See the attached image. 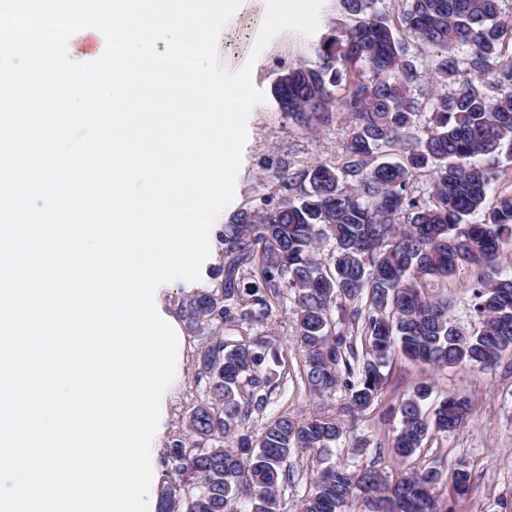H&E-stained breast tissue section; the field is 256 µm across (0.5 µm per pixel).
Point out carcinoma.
Here are the masks:
<instances>
[{"instance_id":"obj_1","label":"carcinoma","mask_w":512,"mask_h":512,"mask_svg":"<svg viewBox=\"0 0 512 512\" xmlns=\"http://www.w3.org/2000/svg\"><path fill=\"white\" fill-rule=\"evenodd\" d=\"M339 2L350 23L311 44L312 60L281 74L273 95L301 129L342 116L349 140L334 164L272 169L269 178L288 195L234 214L219 235L221 287L182 297L179 314L200 341L195 362L206 392L166 450L157 512H242V504L247 512H281L280 488L294 478L288 459L321 453L345 436L344 420L321 413L281 415L257 434L246 428L271 403L278 381L270 363L281 364V345L243 330L226 336L224 325L264 326L286 291L307 388L322 397L344 388L349 419L374 402L396 348L437 369L484 367L512 350V272L498 265L501 247L512 242V192L488 199L502 160L512 162V56L502 54L512 43V16L503 0H406L400 24L409 42L377 0ZM462 58L471 78L449 92ZM425 66L438 87L423 103L412 90ZM425 109L431 116L422 128ZM389 151L406 161H378ZM422 170L431 175L427 202L412 193ZM327 239L334 248L324 262L318 243ZM459 265L474 272L473 332L451 322L448 297L426 291L429 278ZM256 271L262 287L242 286ZM348 303L349 327L341 330L331 310ZM432 390L421 381L398 407L392 448L401 458L470 415L459 394L423 411ZM442 478L434 467L389 481L374 468L330 465L313 479L300 512H347L356 496L370 512H447L433 492ZM446 478L458 493L469 488L464 468Z\"/></svg>"}]
</instances>
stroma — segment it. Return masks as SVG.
<instances>
[{"label": "stroma", "mask_w": 512, "mask_h": 512, "mask_svg": "<svg viewBox=\"0 0 512 512\" xmlns=\"http://www.w3.org/2000/svg\"><path fill=\"white\" fill-rule=\"evenodd\" d=\"M266 16L263 0H248L244 10L225 25L217 42L223 68L235 73L251 66L253 83L264 94L263 102L256 104L248 116L234 199L216 219L219 227L238 210L258 207L263 200L276 198L278 189L266 173L269 165L296 169L320 162L335 163L349 135V127L343 121L335 119L317 129L302 130L278 110L271 87L284 69L308 56L313 38L285 30L275 35L261 54H254ZM472 281L470 268L461 266L448 277L428 283L429 292L449 297L451 318L468 332L478 327L472 310ZM272 333L284 347L282 364L276 369L282 381L264 416L250 421V430L261 429L266 419L281 414L302 419L315 412L338 411L345 400L344 390L322 398L307 389L304 358L293 340L290 313L280 312ZM197 343L193 334H186L178 373L166 389L168 421L156 444L158 454H165L170 442L182 433L185 412L203 396L205 384L198 380L195 367ZM382 374L384 386L379 397L357 420L350 436L331 451L291 457L295 480L282 491L283 512H298V504L308 493L315 472L330 464L352 470L372 467L389 479L406 469L420 471L435 466L447 471L462 465L471 474L468 495H457L448 484L436 488L451 512H512V353L503 354L492 366H462L435 372L397 352ZM429 377L435 380L432 401L464 394L472 405V416L457 431L432 436L413 456L400 458L391 448L399 427L397 409L415 385Z\"/></svg>", "instance_id": "35a3bbf8"}]
</instances>
